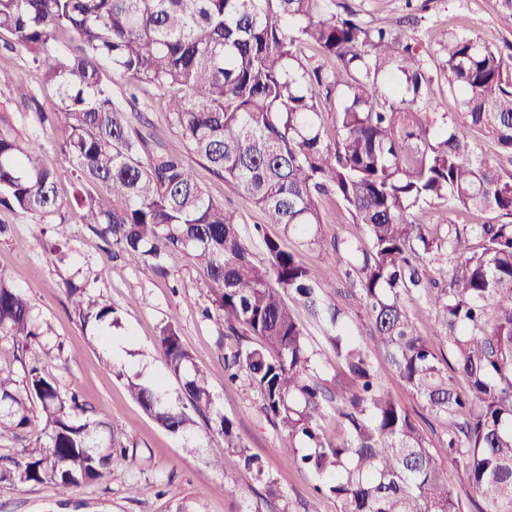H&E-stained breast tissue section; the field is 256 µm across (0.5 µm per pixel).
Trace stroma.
<instances>
[{"label":"stroma","instance_id":"35a3bbf8","mask_svg":"<svg viewBox=\"0 0 512 512\" xmlns=\"http://www.w3.org/2000/svg\"><path fill=\"white\" fill-rule=\"evenodd\" d=\"M447 32L467 35L503 51L512 44V21L497 14L495 0H430L426 11L404 25V35L417 43L425 60L438 112L451 114L460 107L448 92L445 55L440 47ZM8 40V34L0 32V68L23 82L28 96L20 98L12 88L0 85V130L22 145L34 138L42 141L40 161L57 171L63 207L45 217L0 207V224L9 227L0 237V278L26 291L41 332L38 343L24 352L13 339L0 337V366L12 369L19 380L30 366H38L56 382L62 397L78 395L91 419L120 430L134 455L113 462L104 479L67 492L50 483L2 480L0 512H336L332 500L314 493L315 477L297 470L283 454L278 433L261 413L256 396L225 381L218 328L201 315L209 304L206 273L184 262L171 269L169 276L161 277L110 258L104 243L81 222L70 205L74 164L61 151L58 133L41 127L35 119L54 90L42 82L23 53L9 47ZM137 96L138 109L162 131L165 149L183 157L206 192L236 209L244 227L262 223L261 212L244 201L237 186L211 172L169 127L160 92L146 86ZM43 235L65 243L69 259L58 261L36 247V238ZM285 245L301 262L322 271L321 293L324 298H335L340 278L333 257L309 250L292 237ZM70 278L117 309L120 331L132 338L122 360L128 373L162 371V356L155 344L157 331L167 323L178 329L184 346L209 377L218 411L235 421L249 453L264 461L276 482L277 496L268 495L264 484L243 481L238 453L225 447L222 436L201 425L193 447H185L181 438L168 433L140 408L113 374L92 331L82 328L71 313L63 290L64 280ZM372 360L394 397L431 442H438L439 425L402 384L384 355L373 354ZM218 460L223 463L219 469L214 466ZM133 483L140 485L139 495L129 494Z\"/></svg>","mask_w":512,"mask_h":512}]
</instances>
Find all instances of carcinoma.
Wrapping results in <instances>:
<instances>
[{"mask_svg": "<svg viewBox=\"0 0 512 512\" xmlns=\"http://www.w3.org/2000/svg\"><path fill=\"white\" fill-rule=\"evenodd\" d=\"M335 0H0L11 35L55 96L38 113L60 132L89 192L72 204L83 223L122 257L158 275L189 259L206 269L228 380L254 392L280 448L317 478L336 512H512V172L477 153L492 137L512 156V55L452 33L442 45L448 92L460 119L434 111L425 61L396 26L371 27ZM74 43L61 59L54 43ZM332 60L307 70L301 49ZM162 92L169 124L213 173L234 183L265 223L245 233L236 211L211 199L183 159L161 147L136 97L112 93L114 76ZM341 93L333 139L321 117ZM41 142L20 146L0 132V207L43 215L59 208L56 172L38 163ZM340 199L367 242L330 235L322 206ZM447 203L458 212L507 217L484 224H416L412 211ZM290 236L330 252L342 267V302L319 294V270L282 245ZM483 241L474 251L471 240ZM264 258H256L254 241ZM65 293L84 326L118 325L112 305L69 279ZM436 313L422 336L407 303ZM364 310L367 341L349 308ZM329 328L341 366L326 386L298 310ZM0 336L23 346L39 336L27 295L0 279ZM156 344L168 375L146 382L121 369L130 396L162 427L186 435L202 419L236 448L246 479L276 495L262 461L231 419L214 411L207 373L171 324ZM383 352L442 429L440 445L471 494L448 482L442 461L382 382L371 350ZM467 389L461 393L456 381ZM346 435L324 423L330 396ZM76 396L32 368L25 381L0 368V441L28 429L32 446L0 479L49 481L66 492L99 481L129 448L121 432L98 438Z\"/></svg>", "mask_w": 512, "mask_h": 512, "instance_id": "1", "label": "carcinoma"}]
</instances>
